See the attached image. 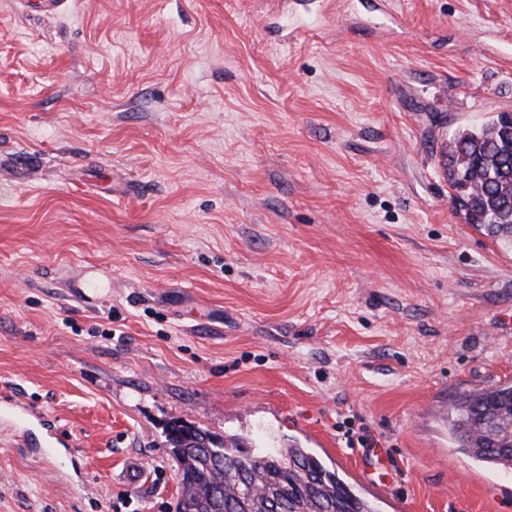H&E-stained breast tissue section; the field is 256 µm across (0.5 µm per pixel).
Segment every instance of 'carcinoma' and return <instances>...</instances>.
I'll return each instance as SVG.
<instances>
[{"instance_id":"obj_1","label":"carcinoma","mask_w":512,"mask_h":512,"mask_svg":"<svg viewBox=\"0 0 512 512\" xmlns=\"http://www.w3.org/2000/svg\"><path fill=\"white\" fill-rule=\"evenodd\" d=\"M441 166L457 214L512 247V131L503 115L457 131ZM448 423L462 452L512 471V384L459 396ZM167 438L180 475L176 512H270L276 500L287 501L288 512H376L298 444L260 448L178 423Z\"/></svg>"}]
</instances>
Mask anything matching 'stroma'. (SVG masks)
<instances>
[{"label": "stroma", "mask_w": 512, "mask_h": 512, "mask_svg": "<svg viewBox=\"0 0 512 512\" xmlns=\"http://www.w3.org/2000/svg\"><path fill=\"white\" fill-rule=\"evenodd\" d=\"M503 112L512 0H0V398L82 466L0 417V512H175L174 421L512 512L446 420L512 382V249L440 166ZM13 407L20 419L27 422H37L45 430L43 441L45 457H47L52 464L57 466L58 456L53 451V448L60 442L58 429L48 422L46 415L40 408L30 403L14 402Z\"/></svg>", "instance_id": "stroma-1"}]
</instances>
